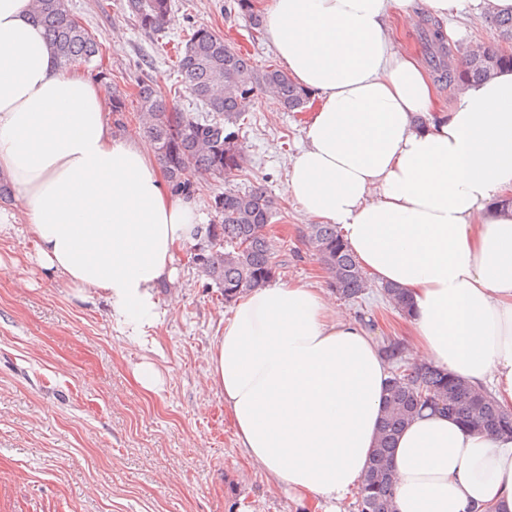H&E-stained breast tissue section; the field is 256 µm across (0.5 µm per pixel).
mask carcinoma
Here are the masks:
<instances>
[{
  "instance_id": "obj_1",
  "label": "carcinoma",
  "mask_w": 512,
  "mask_h": 512,
  "mask_svg": "<svg viewBox=\"0 0 512 512\" xmlns=\"http://www.w3.org/2000/svg\"><path fill=\"white\" fill-rule=\"evenodd\" d=\"M127 7L142 29L165 34L172 0H127ZM229 8L248 16L253 27L262 25L251 0H233ZM33 15L61 68L87 65L99 55L100 43L71 12L68 0H33ZM488 24L492 32L489 41L478 52L466 54L468 65L459 71L445 65L451 48L440 27L431 23L422 30L430 66L440 81L464 83L512 66V53L502 49V44L512 43V15L491 13ZM175 67L180 77L178 86L161 89L141 81L132 91L112 96L111 112L119 115L127 111L128 100L135 99L143 136L176 192L192 194L200 181L226 182L243 169L237 128L245 96L261 90L290 111L304 107L308 99L307 90L287 72L270 66L258 70L248 55L207 27L192 28L184 35ZM184 91L200 102L205 112L178 110L174 100ZM211 209L215 223L206 225L205 241L194 248L192 261L224 295V303L231 304L278 274L266 234L274 216V202L260 186L244 191L226 188L214 196ZM307 229L336 295L346 300L363 295L368 280L336 225L309 224ZM383 292L395 309L409 315V300L400 289L387 285ZM382 352L396 368L389 380L367 479L357 492L358 512H393L389 459L396 436L422 409L441 410L470 427L512 435V413L501 411L490 395L477 393L463 380L432 366L404 364V346L399 341L388 342Z\"/></svg>"
}]
</instances>
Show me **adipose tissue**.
Masks as SVG:
<instances>
[{
    "label": "adipose tissue",
    "instance_id": "ef3b65f1",
    "mask_svg": "<svg viewBox=\"0 0 512 512\" xmlns=\"http://www.w3.org/2000/svg\"><path fill=\"white\" fill-rule=\"evenodd\" d=\"M463 3L266 0L279 58L319 100L286 193L337 225L373 281L406 292L416 361L512 411V70L465 83L439 111L394 27ZM103 108L93 81L57 65L30 0H0V178L22 202L0 223L26 224L44 270L141 329L200 216ZM390 376L322 289L276 282L237 300L209 361L245 457L324 512L365 479ZM391 470L395 512H512V435L426 411L398 435Z\"/></svg>",
    "mask_w": 512,
    "mask_h": 512
}]
</instances>
